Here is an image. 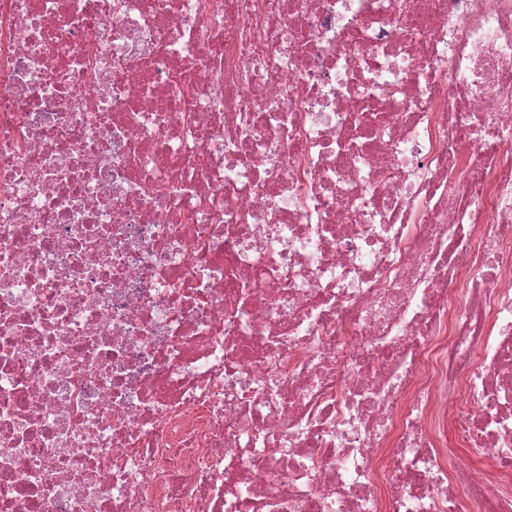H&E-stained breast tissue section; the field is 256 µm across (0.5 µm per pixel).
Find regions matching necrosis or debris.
Segmentation results:
<instances>
[{"label":"necrosis or debris","instance_id":"1","mask_svg":"<svg viewBox=\"0 0 512 512\" xmlns=\"http://www.w3.org/2000/svg\"><path fill=\"white\" fill-rule=\"evenodd\" d=\"M0 512H512V0H0Z\"/></svg>","mask_w":512,"mask_h":512}]
</instances>
